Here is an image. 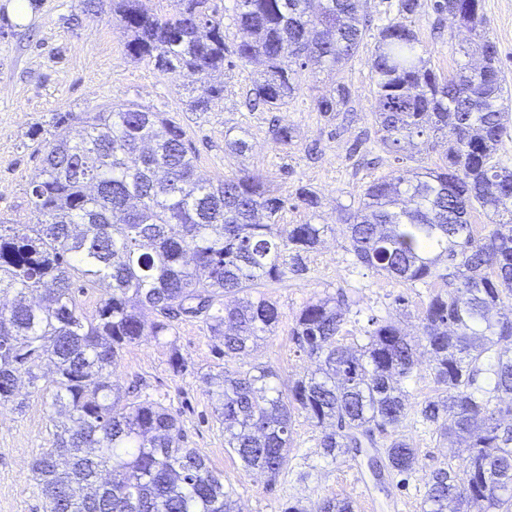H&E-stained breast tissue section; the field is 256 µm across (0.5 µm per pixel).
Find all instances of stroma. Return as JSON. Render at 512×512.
I'll return each instance as SVG.
<instances>
[{
  "label": "stroma",
  "mask_w": 512,
  "mask_h": 512,
  "mask_svg": "<svg viewBox=\"0 0 512 512\" xmlns=\"http://www.w3.org/2000/svg\"><path fill=\"white\" fill-rule=\"evenodd\" d=\"M421 2L420 11L411 18L417 51L434 70L455 73L465 61L459 48L467 44L469 34L451 19H438L430 0ZM30 4V20L18 24L0 0L1 218L13 224L34 223L31 188L40 174L41 148L54 131L57 113L130 102L182 121L203 176L229 177L246 169L262 175L276 193L292 196L303 187L322 199L318 215L300 206L281 214L282 223L303 224L316 218L328 230L310 254L305 272L262 286V294L277 302L281 321L255 351L224 361L201 323L186 320L179 322L174 344L145 336L123 349L112 372L114 384L123 390L138 385L141 397L159 401L178 415L186 447L196 449L223 477L240 512H283L294 502L314 512L317 502L327 496L352 500L354 512H422L426 482L438 468L457 464L460 453L450 439L418 421L417 409L436 394L428 364H421L405 383L413 413L398 434L417 450L415 470L405 478L387 473L377 479L362 459L324 456L319 429L302 414L294 418L288 464L277 479L246 471L226 450L224 430L201 381L204 373L224 366L246 370L260 364L272 369L275 384L284 389L314 370V360L299 350L291 328L308 301L325 295L343 294L351 303L343 345L361 341L371 315L402 322L411 336L419 334L429 289L411 288L353 267L346 251L343 218L357 207L370 182L400 167L434 166L444 154L438 147L400 159L380 144L373 115V34H366L340 71H298L297 96L279 111L247 107L246 93L260 66L240 62L209 77V84L224 89L210 111L190 112L187 102L201 95L203 87L192 85L187 77L160 73L149 61L131 59L112 0H102L95 16L84 15L82 0H30ZM482 5L487 35L498 47L506 87L512 92V0H482ZM339 82L349 89L346 111L333 117L316 112V99ZM275 124L291 128L289 144L274 139ZM234 138L248 140L251 149L245 156L225 154V141ZM401 295L408 297V306L397 305ZM175 349L188 366L185 374H174L168 365ZM52 416V408L39 394L29 395L20 413L0 407V512H44V499L30 468L34 457L52 445Z\"/></svg>",
  "instance_id": "stroma-1"
}]
</instances>
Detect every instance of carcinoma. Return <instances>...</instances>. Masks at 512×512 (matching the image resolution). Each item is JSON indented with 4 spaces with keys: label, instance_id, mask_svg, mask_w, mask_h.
<instances>
[{
    "label": "carcinoma",
    "instance_id": "carcinoma-1",
    "mask_svg": "<svg viewBox=\"0 0 512 512\" xmlns=\"http://www.w3.org/2000/svg\"><path fill=\"white\" fill-rule=\"evenodd\" d=\"M149 0H112L131 57L163 74L197 80L241 62L265 69L249 89L253 106L288 105L296 69H342L369 27L363 0H234L240 39L227 46L223 16L208 0H176L161 14ZM420 0H399L397 16L379 28L372 70L375 123L395 153L418 140L447 139L443 164L369 184L345 220L348 251L375 273L414 286L445 280L434 291L420 338L370 317L366 343L338 344L345 299L310 301L291 335L318 367L287 390L265 366L223 368L201 376L224 427V444L245 470L277 476L288 463L295 415L321 429L332 458L375 448L376 435L396 430L409 413L403 383L428 355L436 396L421 404L423 423L455 438L466 456L425 484L423 512H512V166L498 152L512 122L496 44L482 0H432L481 39L482 70L444 76L417 53L407 19ZM224 93L212 86L189 101L207 112ZM341 82L316 101L325 116L341 111ZM33 224L0 220V406L23 410L18 381L50 400L52 447L31 464L46 512H238L224 480L193 448L183 447L180 420L161 403L115 387L112 367L143 336L167 339L193 319L236 359L272 332L277 303L252 289L306 269L327 224H282L288 198L261 175L242 169L204 178L184 127L164 112L135 103L63 112L42 150L31 190ZM494 228L477 239L474 205ZM109 288L87 317L76 292ZM233 294V304L224 298ZM52 366L50 388L39 369ZM385 467L411 472L417 449L396 436L384 446ZM316 512H353L347 500L325 498Z\"/></svg>",
    "mask_w": 512,
    "mask_h": 512
}]
</instances>
